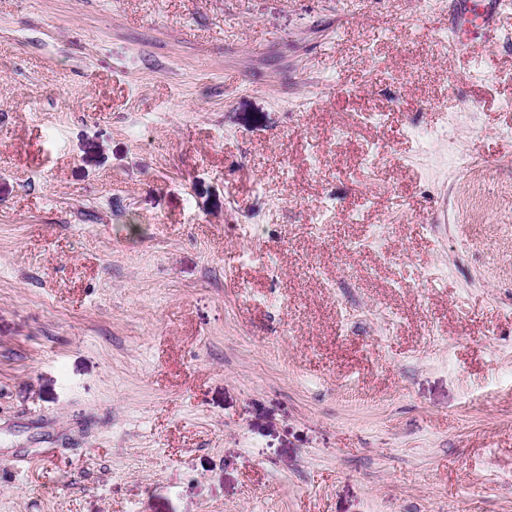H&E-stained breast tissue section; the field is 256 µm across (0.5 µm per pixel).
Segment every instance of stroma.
Instances as JSON below:
<instances>
[{
    "mask_svg": "<svg viewBox=\"0 0 512 512\" xmlns=\"http://www.w3.org/2000/svg\"><path fill=\"white\" fill-rule=\"evenodd\" d=\"M461 1L0 0V512H512Z\"/></svg>",
    "mask_w": 512,
    "mask_h": 512,
    "instance_id": "obj_1",
    "label": "stroma"
}]
</instances>
